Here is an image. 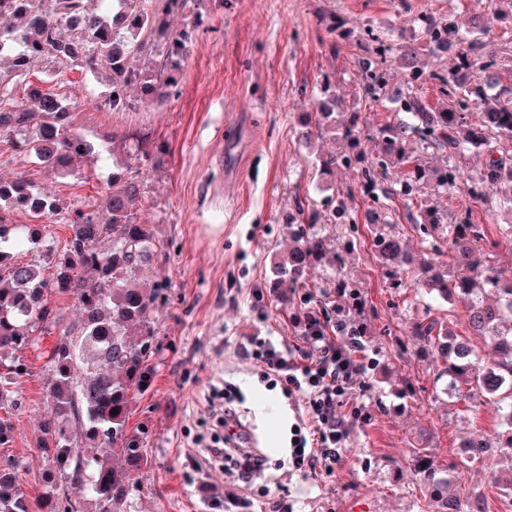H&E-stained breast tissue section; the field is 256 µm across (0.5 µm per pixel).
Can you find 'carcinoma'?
Segmentation results:
<instances>
[{"label": "carcinoma", "instance_id": "cac0c4a2", "mask_svg": "<svg viewBox=\"0 0 512 512\" xmlns=\"http://www.w3.org/2000/svg\"><path fill=\"white\" fill-rule=\"evenodd\" d=\"M110 2L111 9L94 13L86 0H0V59L10 62L9 70H0V134L15 138L22 151L36 146L41 161L54 154L56 162L47 167L62 175L75 156L101 155L110 151V143L72 130L75 104L67 97L26 83V98L17 101L15 91L25 83L29 65L51 56L93 73L106 69L111 77L101 106L108 112L135 110L130 96L134 87L162 106L179 93L177 76L183 71L190 30L201 22L194 15L188 27H171L169 17L186 10L189 0ZM492 5L489 16L465 15L448 23L421 17V35L411 39L381 36L367 28V43L357 60L358 93L373 101L389 98L388 70L399 64L408 80L393 103L404 117L376 127L383 149L371 157L361 147V113H344L343 147L315 158L314 165L321 178L338 169L358 173L360 188L376 204L370 209L374 219L368 222L372 253L397 287L463 305L471 331L493 352L491 363L448 331L447 323L428 314L411 325L410 336L430 351L437 376L448 379L456 398L464 401L478 392L494 405L503 428L500 445L512 460V270L496 266L494 260L500 245L512 249V224L499 225L500 238L490 240L485 228L472 221L474 204L491 212L500 206L512 211V84L502 82L503 72L512 75V40L487 38L492 21L512 17V0H493ZM441 42L454 49L457 64L427 73L421 57L438 54ZM433 80L446 99L439 108L417 93L420 84ZM320 91L331 107L306 113L300 122L306 140L336 129L332 117L344 109V98L329 81L321 82ZM471 102L480 105L476 121L469 112ZM127 141L128 151L107 183L109 202L102 214L68 212L24 176L0 179V210L27 208L38 220L55 219L71 228L68 246L55 257L49 277L37 264L20 262L14 254L23 240L40 247L38 225L9 224L0 214V410L17 406L15 380L27 371L21 353L37 336L58 326L51 297H67L80 311V320L63 332L49 359L45 398L51 414L43 421L39 447L50 479L41 496L31 499L19 489V462L0 455V512H83L89 503L95 504L94 512H127L124 506L136 490L132 477L149 464L147 449L128 422L134 400L152 382L150 359L158 352L154 313L168 284H141L142 272L153 263L161 242L154 225L137 220L136 210L147 194L144 171L160 162L162 148L144 133H133ZM411 142L441 153L446 163H423L406 150ZM472 151L486 153L482 180L503 186L497 204L464 177L459 160ZM429 189L461 199L451 223H445L446 211L411 207ZM40 195L41 206L27 203ZM382 197L404 203L420 238L434 240L438 230L447 234L452 262L467 274L456 275L437 261L441 249L436 244L423 247L410 268H401L403 238L380 205ZM350 201V196L334 194L320 201L296 199L284 219L293 246L273 263L282 306L301 310L318 303L319 284L309 273L327 257L326 225L357 223ZM410 462L420 476L427 506L440 512L436 506L448 504L441 495L448 478L426 438L412 449Z\"/></svg>", "mask_w": 512, "mask_h": 512}]
</instances>
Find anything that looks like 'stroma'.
<instances>
[{"instance_id": "stroma-1", "label": "stroma", "mask_w": 512, "mask_h": 512, "mask_svg": "<svg viewBox=\"0 0 512 512\" xmlns=\"http://www.w3.org/2000/svg\"><path fill=\"white\" fill-rule=\"evenodd\" d=\"M486 0H196L204 23L191 36L182 93L162 107L141 102L133 112H103L96 104L105 84L79 68L34 61L31 83L80 100L78 133L122 142L133 131L149 133L162 146L159 167L146 175L149 200L137 211L153 224L164 247L146 280L171 283L155 314L159 354L149 390L139 396L129 420L142 437L149 466L136 477L129 512H224V502H244L243 512H422L419 477L408 454L420 432L450 479L456 497L485 496L489 512H512V497L499 495L493 477L500 464V428L481 396L460 401L447 394L423 348L409 334L418 316L447 319L459 337L471 332L461 306L393 287L370 248L367 226L331 224L333 258L315 269V279L359 287L363 341L376 364L341 409L349 423L343 463L334 473L300 472L288 462L298 396L271 386L239 345L251 336L295 341L289 311L267 288L271 260L286 251L284 216L296 197L322 199L310 160L336 150L332 138L304 147L296 130L312 111L311 90L329 76L350 109L365 119L363 146L376 154L378 125L391 120L390 103L359 100L355 92L356 43L331 53L320 18L337 17L362 32L365 24L412 37L415 20L459 17ZM112 158H78L59 175L34 155L0 136V178L25 175L65 208L103 209ZM62 321L38 347L26 350L28 375L19 378L11 420V456L21 464L27 496L42 488L45 456L37 441L50 412L44 389L46 363L62 325L76 321L72 302H57ZM238 395L241 417L268 457L265 477L243 482L228 462L213 456L224 435L225 398ZM470 439L488 443L478 462L460 456Z\"/></svg>"}]
</instances>
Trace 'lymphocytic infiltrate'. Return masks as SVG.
Here are the masks:
<instances>
[{"label":"lymphocytic infiltrate","mask_w":512,"mask_h":512,"mask_svg":"<svg viewBox=\"0 0 512 512\" xmlns=\"http://www.w3.org/2000/svg\"><path fill=\"white\" fill-rule=\"evenodd\" d=\"M300 344L272 336L250 337L244 352L259 361L266 376L274 378L286 392L301 397L313 431L291 441V464L295 470L324 469L334 472L343 458L341 450L348 426L340 409L354 390L358 378L374 364L358 336L349 335L344 318L333 325L321 324L312 309L293 323Z\"/></svg>","instance_id":"f902f5d3"}]
</instances>
